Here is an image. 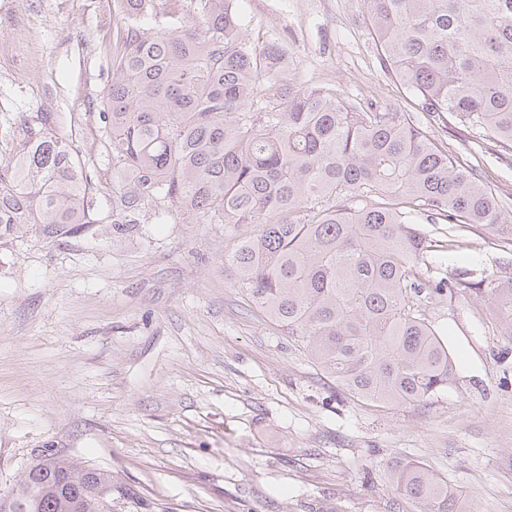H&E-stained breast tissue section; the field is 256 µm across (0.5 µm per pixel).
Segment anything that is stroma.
I'll list each match as a JSON object with an SVG mask.
<instances>
[{
	"instance_id": "35a3bbf8",
	"label": "stroma",
	"mask_w": 512,
	"mask_h": 512,
	"mask_svg": "<svg viewBox=\"0 0 512 512\" xmlns=\"http://www.w3.org/2000/svg\"><path fill=\"white\" fill-rule=\"evenodd\" d=\"M251 42L288 51L297 84L410 116L481 174L512 214V150L422 111L385 69L363 0H237ZM121 22L112 0H0V118L55 117L96 168L99 114ZM419 268L449 282L512 278V241L472 224H422ZM253 226L110 222L0 245V489L54 453L110 471L117 512H418L389 483L410 457L469 512H512V334L487 298L454 291L427 315L456 367L432 399L350 396L254 307L224 270Z\"/></svg>"
}]
</instances>
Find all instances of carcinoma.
I'll return each instance as SVG.
<instances>
[{
    "instance_id": "obj_1",
    "label": "carcinoma",
    "mask_w": 512,
    "mask_h": 512,
    "mask_svg": "<svg viewBox=\"0 0 512 512\" xmlns=\"http://www.w3.org/2000/svg\"><path fill=\"white\" fill-rule=\"evenodd\" d=\"M115 0L102 146L112 159V224H260L224 261L237 287L349 394L411 405L454 377L426 307L448 288L418 269L431 247L414 227L500 225L481 179L395 109H365L296 84L288 54L243 35L236 0ZM386 68L430 115L450 113L512 149V0H363ZM0 244L37 226L66 236L98 222L91 174L51 115L6 130ZM512 331V279L490 289ZM390 482L420 512H466L448 481L415 460ZM81 512H100L96 487ZM72 512L26 471L0 500Z\"/></svg>"
}]
</instances>
